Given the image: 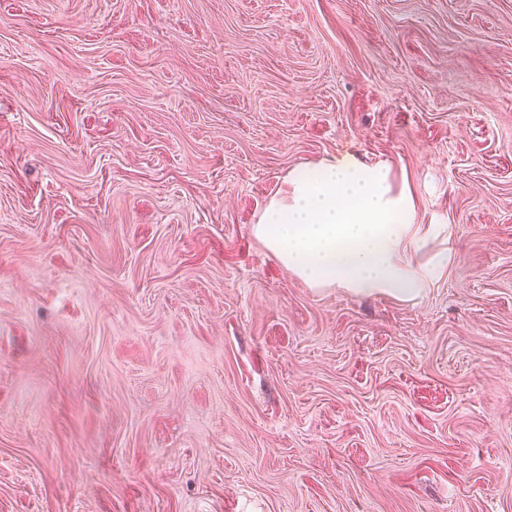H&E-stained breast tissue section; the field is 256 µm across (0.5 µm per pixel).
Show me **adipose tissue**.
Here are the masks:
<instances>
[{"label":"adipose tissue","mask_w":512,"mask_h":512,"mask_svg":"<svg viewBox=\"0 0 512 512\" xmlns=\"http://www.w3.org/2000/svg\"><path fill=\"white\" fill-rule=\"evenodd\" d=\"M414 211L411 194L394 188L388 165L334 155L290 172L254 232L310 286L412 295L421 283L398 252Z\"/></svg>","instance_id":"1"}]
</instances>
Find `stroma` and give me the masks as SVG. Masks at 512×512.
I'll return each instance as SVG.
<instances>
[{
    "label": "stroma",
    "mask_w": 512,
    "mask_h": 512,
    "mask_svg": "<svg viewBox=\"0 0 512 512\" xmlns=\"http://www.w3.org/2000/svg\"><path fill=\"white\" fill-rule=\"evenodd\" d=\"M345 153L419 295L255 236ZM0 512H512V0H0Z\"/></svg>",
    "instance_id": "35a3bbf8"
}]
</instances>
